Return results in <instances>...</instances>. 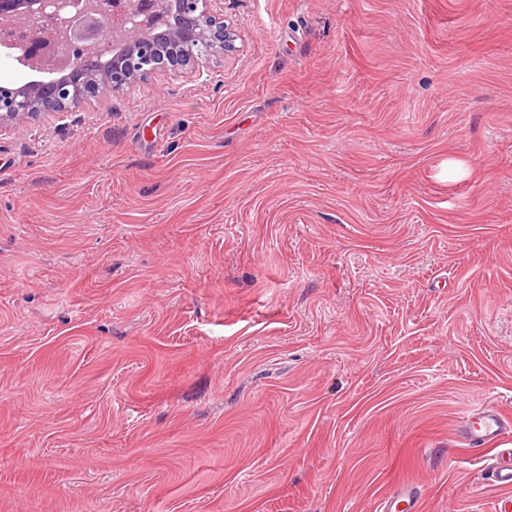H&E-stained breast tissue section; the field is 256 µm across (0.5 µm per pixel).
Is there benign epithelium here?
Segmentation results:
<instances>
[{"label": "benign epithelium", "instance_id": "1", "mask_svg": "<svg viewBox=\"0 0 512 512\" xmlns=\"http://www.w3.org/2000/svg\"><path fill=\"white\" fill-rule=\"evenodd\" d=\"M154 4L155 21L145 24L134 20L151 8L141 0H128L130 17L124 23L112 21L103 0H0V23L24 31V39L15 45L17 60L33 71L58 74L38 82V87L46 98L59 103L41 113L30 112L28 101L14 96L15 88L0 85V132L42 115L67 112L95 96L90 86L76 96L71 84L107 49L112 52L114 89L146 73L170 71L194 80L202 78L198 57L182 55L177 45H202L208 58L227 57L236 50L238 31L224 21V0H203L205 9L200 15L196 0H154Z\"/></svg>", "mask_w": 512, "mask_h": 512}]
</instances>
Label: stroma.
I'll return each instance as SVG.
<instances>
[{
    "mask_svg": "<svg viewBox=\"0 0 512 512\" xmlns=\"http://www.w3.org/2000/svg\"><path fill=\"white\" fill-rule=\"evenodd\" d=\"M224 15L0 133V512H500L512 0ZM477 411L465 417L460 428L469 449L479 452L497 442L510 421L494 406H482Z\"/></svg>",
    "mask_w": 512,
    "mask_h": 512,
    "instance_id": "35a3bbf8",
    "label": "stroma"
}]
</instances>
